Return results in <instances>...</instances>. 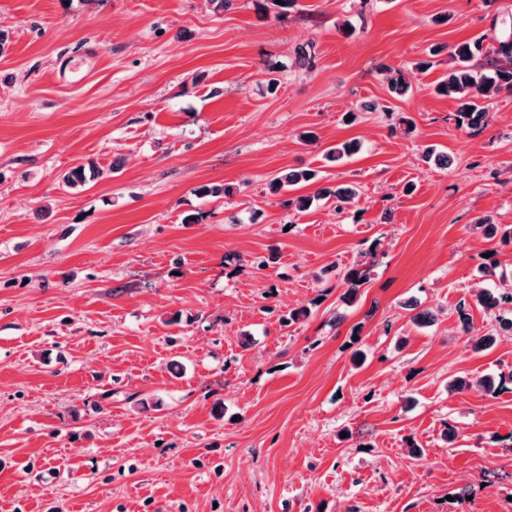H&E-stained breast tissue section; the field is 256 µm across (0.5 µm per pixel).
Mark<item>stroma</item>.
<instances>
[{"label":"stroma","instance_id":"stroma-1","mask_svg":"<svg viewBox=\"0 0 512 512\" xmlns=\"http://www.w3.org/2000/svg\"><path fill=\"white\" fill-rule=\"evenodd\" d=\"M509 23L512 0H0V512H512V304L475 302L512 286V92L475 133L433 92ZM86 159L105 178L63 188ZM301 167L357 197L297 213L268 182ZM466 305L460 304L458 307V316L462 324V330L464 333L473 337L474 347L477 350L488 349L495 343V336L491 334H480L475 332V328L472 325L469 313L466 312Z\"/></svg>","mask_w":512,"mask_h":512}]
</instances>
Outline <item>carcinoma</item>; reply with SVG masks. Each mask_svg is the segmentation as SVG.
<instances>
[{
  "mask_svg": "<svg viewBox=\"0 0 512 512\" xmlns=\"http://www.w3.org/2000/svg\"><path fill=\"white\" fill-rule=\"evenodd\" d=\"M448 71L442 75L435 86V92L455 99L458 103L457 118L461 124L472 131L479 130L486 121L487 112L484 102L492 99L503 90L512 91V28L498 41L490 52L483 50L482 40H469L455 46L449 53ZM359 150V143L346 141L328 149L325 159L337 162L350 157ZM103 176V170L93 162L73 167L62 179L63 186L73 189L85 184L87 179ZM316 178V172L310 169H292L270 179L269 188L277 193L281 190L292 191L297 187L310 185ZM357 195L353 185L340 186L334 190L324 189L313 195H299L288 200V204L303 212L310 208L313 201L321 197L333 198L336 210ZM477 303L487 311H493L504 304L512 303V289L503 293L481 291L477 294ZM458 316L464 333L473 337L474 347L488 349L495 343V336L475 332L466 305L458 307Z\"/></svg>",
  "mask_w": 512,
  "mask_h": 512,
  "instance_id": "cac0c4a2",
  "label": "carcinoma"
}]
</instances>
